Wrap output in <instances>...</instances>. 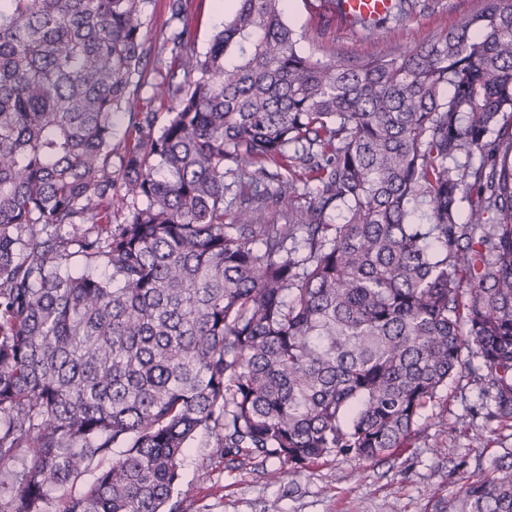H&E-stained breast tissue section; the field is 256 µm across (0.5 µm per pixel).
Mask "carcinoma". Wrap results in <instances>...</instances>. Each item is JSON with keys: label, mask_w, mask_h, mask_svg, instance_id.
Segmentation results:
<instances>
[{"label": "carcinoma", "mask_w": 512, "mask_h": 512, "mask_svg": "<svg viewBox=\"0 0 512 512\" xmlns=\"http://www.w3.org/2000/svg\"><path fill=\"white\" fill-rule=\"evenodd\" d=\"M151 2L0 0V512H181L200 431L230 463L375 460L457 377L511 421L512 0L359 63L299 53L285 0H235L201 54L169 0L160 127ZM450 509L512 512V452Z\"/></svg>", "instance_id": "1"}]
</instances>
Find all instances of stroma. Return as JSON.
Wrapping results in <instances>:
<instances>
[{
    "label": "stroma",
    "mask_w": 512,
    "mask_h": 512,
    "mask_svg": "<svg viewBox=\"0 0 512 512\" xmlns=\"http://www.w3.org/2000/svg\"><path fill=\"white\" fill-rule=\"evenodd\" d=\"M416 11L376 31L320 27L314 0H286L285 19L304 54L328 62L395 56L447 33L483 0H420ZM215 0H188L198 51H206L223 21ZM469 378L449 381L419 418L410 447L376 460L330 455L271 478L250 462L229 464L198 433L182 458L178 499L183 512H435L458 501L466 481L512 451V421L490 422Z\"/></svg>",
    "instance_id": "stroma-1"
}]
</instances>
